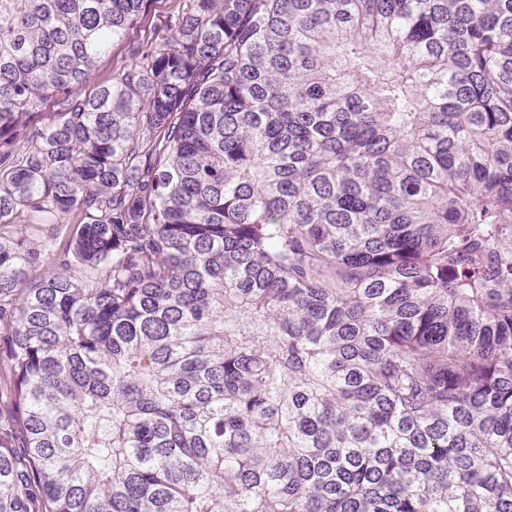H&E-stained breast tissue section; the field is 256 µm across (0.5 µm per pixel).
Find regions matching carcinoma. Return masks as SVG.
Instances as JSON below:
<instances>
[{"label":"carcinoma","mask_w":512,"mask_h":512,"mask_svg":"<svg viewBox=\"0 0 512 512\" xmlns=\"http://www.w3.org/2000/svg\"><path fill=\"white\" fill-rule=\"evenodd\" d=\"M148 2L0 0V512H512V0ZM175 0H154L144 20L129 35L115 42L109 54L99 64L98 76L94 82L80 87L76 94L88 97L93 94L98 84L115 77L134 59L137 48L150 43H158L168 35Z\"/></svg>","instance_id":"obj_1"}]
</instances>
